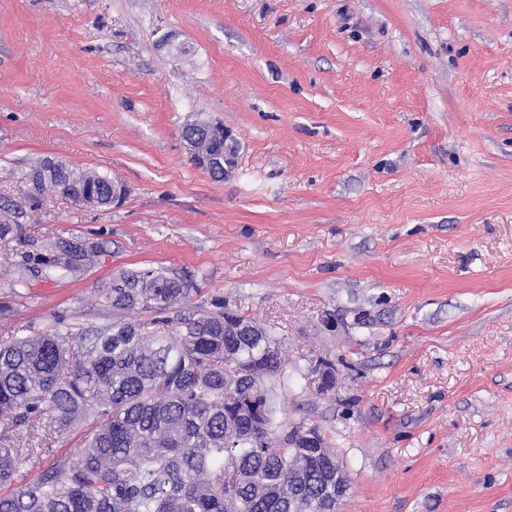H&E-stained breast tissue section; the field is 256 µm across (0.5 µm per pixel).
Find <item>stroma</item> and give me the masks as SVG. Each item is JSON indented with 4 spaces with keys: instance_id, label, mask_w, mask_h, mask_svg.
Returning <instances> with one entry per match:
<instances>
[{
    "instance_id": "obj_1",
    "label": "stroma",
    "mask_w": 512,
    "mask_h": 512,
    "mask_svg": "<svg viewBox=\"0 0 512 512\" xmlns=\"http://www.w3.org/2000/svg\"><path fill=\"white\" fill-rule=\"evenodd\" d=\"M198 118L232 176L192 163ZM46 159L128 193L30 209ZM0 208L1 265L104 250L0 273V336L104 323L114 270H170L278 338V419L335 450L336 512H512V0H0ZM182 138L186 141L195 140L199 149L209 151L212 153L223 152V155H214L211 157L193 155L192 158L195 163L206 169L210 166L219 165L224 170V175L221 169L207 171L210 176L215 180H221L231 175L236 166V153L238 152V142L234 137L232 131L224 128V138L216 139L210 134L208 130L199 128L196 131L187 135L184 130L182 131ZM82 238L72 237L65 240L60 237H48L41 241L37 249L20 255V260L12 264L5 274L12 276L11 285L27 286V276L34 271L44 269L48 275L44 280L55 277L78 278L94 267L103 253L100 243L88 245ZM35 272L29 282L42 281Z\"/></svg>"
}]
</instances>
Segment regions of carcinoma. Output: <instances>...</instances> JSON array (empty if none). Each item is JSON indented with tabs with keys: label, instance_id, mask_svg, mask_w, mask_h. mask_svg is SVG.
Wrapping results in <instances>:
<instances>
[{
	"label": "carcinoma",
	"instance_id": "cac0c4a2",
	"mask_svg": "<svg viewBox=\"0 0 512 512\" xmlns=\"http://www.w3.org/2000/svg\"><path fill=\"white\" fill-rule=\"evenodd\" d=\"M199 149L224 151L205 129L182 134ZM116 181L58 162L38 195L112 205ZM101 244L48 237L6 274L28 285L78 278L95 266ZM108 322L73 327L58 318L49 333L0 338V512H334L336 459L324 437L296 457L279 434L272 386L264 413L249 410V380L228 374L262 369L281 381L287 368L270 330L237 336L246 320L224 298L197 304L167 270L120 269L102 289ZM84 429L80 448L49 466L52 443ZM33 473L15 480L20 459Z\"/></svg>",
	"mask_w": 512,
	"mask_h": 512
}]
</instances>
